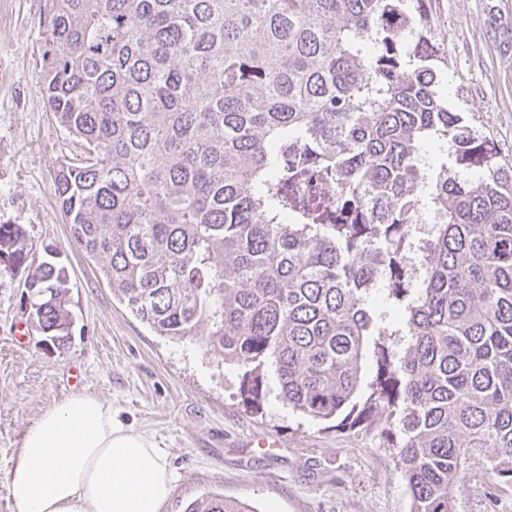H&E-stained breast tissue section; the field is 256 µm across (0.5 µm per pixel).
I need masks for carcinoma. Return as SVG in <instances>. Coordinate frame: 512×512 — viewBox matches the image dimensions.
Listing matches in <instances>:
<instances>
[{
    "label": "carcinoma",
    "instance_id": "1",
    "mask_svg": "<svg viewBox=\"0 0 512 512\" xmlns=\"http://www.w3.org/2000/svg\"><path fill=\"white\" fill-rule=\"evenodd\" d=\"M44 15L42 89L82 142L53 193L131 313L221 351L256 407L270 365L314 419L371 426L384 409L411 512H456L476 453L489 500L512 491V165L440 96L424 0H44ZM431 142L450 162L426 167ZM312 171L333 189L310 191ZM28 255L21 225L0 224V265L25 272L61 349L68 275ZM379 290L401 354L378 340ZM369 351L372 391L349 411ZM186 512L252 510L205 494Z\"/></svg>",
    "mask_w": 512,
    "mask_h": 512
}]
</instances>
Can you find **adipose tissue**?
I'll return each mask as SVG.
<instances>
[{
    "instance_id": "1",
    "label": "adipose tissue",
    "mask_w": 512,
    "mask_h": 512,
    "mask_svg": "<svg viewBox=\"0 0 512 512\" xmlns=\"http://www.w3.org/2000/svg\"><path fill=\"white\" fill-rule=\"evenodd\" d=\"M174 480L167 449L75 392L29 427L7 492L16 512H163Z\"/></svg>"
}]
</instances>
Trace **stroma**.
Listing matches in <instances>:
<instances>
[{"label":"stroma","mask_w":512,"mask_h":512,"mask_svg":"<svg viewBox=\"0 0 512 512\" xmlns=\"http://www.w3.org/2000/svg\"><path fill=\"white\" fill-rule=\"evenodd\" d=\"M44 0H0V55L15 86L0 98V224L21 225L29 263L54 252L70 279L67 348H46L24 312L23 273L0 266V512H16L7 481L27 429L75 391L120 409L168 449L176 473L164 512L218 493L252 512H410L407 483L381 426L336 428L293 411L267 371L260 410L241 396L242 370L199 343L157 335L116 298L75 242L52 192L78 146L41 92ZM431 37L448 50L439 91L512 161V0H428ZM278 440L249 448L252 438ZM472 460L457 512H512V494L484 495Z\"/></svg>","instance_id":"obj_1"}]
</instances>
